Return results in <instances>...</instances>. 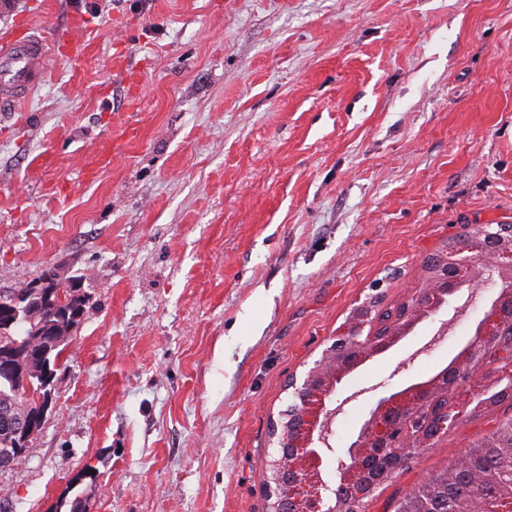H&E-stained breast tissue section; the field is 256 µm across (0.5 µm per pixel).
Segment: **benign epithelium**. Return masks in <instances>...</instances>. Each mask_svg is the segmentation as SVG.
I'll return each mask as SVG.
<instances>
[{"mask_svg":"<svg viewBox=\"0 0 512 512\" xmlns=\"http://www.w3.org/2000/svg\"><path fill=\"white\" fill-rule=\"evenodd\" d=\"M488 241L491 245L481 256V274L472 273V257L453 252L444 259L443 268H452L456 274L448 277L436 275L433 293L434 303L426 311L414 310L407 318V325L436 313L446 298L459 289L486 288L490 285L512 287V226L498 224L489 227ZM58 277L36 281L28 285L25 295H36L51 302L56 296ZM503 298H497L480 322V342L468 345L461 353L460 362L451 365V371L466 370L465 384L472 394H478L491 384L490 377L479 371L484 355L483 342L497 334L504 311ZM372 301L356 306L343 330L326 349L321 359L307 372L296 390L298 405L285 423L284 443L290 449L291 464L288 475H283L281 462L273 458L266 464L268 481L274 483L276 502L273 512H354L360 499L368 494V483L364 480L366 466L379 461L389 451V439L395 430L398 418L416 420L429 411L431 396L448 397V373H443L427 383H415L405 389L381 397L370 418L364 424L356 440L347 452L357 460L349 467L340 462L339 485L348 492V497L332 499L328 485L317 468L321 455L317 445L327 443L325 439L327 407L326 400L333 394L342 377L353 370L365 355L363 339L358 336L367 325ZM45 413L32 412L18 415L10 409L0 411V425L12 430L20 443L28 447L39 432Z\"/></svg>","mask_w":512,"mask_h":512,"instance_id":"7a95c632","label":"benign epithelium"}]
</instances>
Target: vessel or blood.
<instances>
[{
  "instance_id": "vessel-or-blood-1",
  "label": "vessel or blood",
  "mask_w": 512,
  "mask_h": 512,
  "mask_svg": "<svg viewBox=\"0 0 512 512\" xmlns=\"http://www.w3.org/2000/svg\"><path fill=\"white\" fill-rule=\"evenodd\" d=\"M87 27L82 17L70 20L67 35L57 43L65 47L72 60H80L86 47ZM46 73V44L30 28L0 41V98H24Z\"/></svg>"
}]
</instances>
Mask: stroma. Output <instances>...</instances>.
I'll list each match as a JSON object with an SVG mask.
<instances>
[{"label": "stroma", "mask_w": 512, "mask_h": 512, "mask_svg": "<svg viewBox=\"0 0 512 512\" xmlns=\"http://www.w3.org/2000/svg\"><path fill=\"white\" fill-rule=\"evenodd\" d=\"M90 2L0 0V35L59 36ZM101 8L81 64L48 46L44 81L0 103V290L49 268L90 297L0 512H267L289 377L374 289L406 303L446 241L512 224V0ZM121 114L133 136L88 173ZM497 295L450 299L342 380L327 483L378 398L455 360ZM511 414L458 425L365 512H396Z\"/></svg>", "instance_id": "obj_1"}]
</instances>
